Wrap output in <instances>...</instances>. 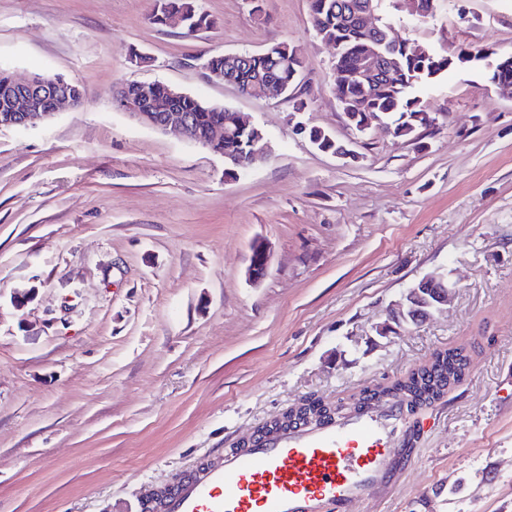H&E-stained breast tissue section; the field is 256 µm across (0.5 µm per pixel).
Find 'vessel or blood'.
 Wrapping results in <instances>:
<instances>
[{"instance_id": "vessel-or-blood-1", "label": "vessel or blood", "mask_w": 512, "mask_h": 512, "mask_svg": "<svg viewBox=\"0 0 512 512\" xmlns=\"http://www.w3.org/2000/svg\"><path fill=\"white\" fill-rule=\"evenodd\" d=\"M414 426L396 402L258 435L149 500V512H351L389 484L394 447Z\"/></svg>"}]
</instances>
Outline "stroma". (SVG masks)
<instances>
[{"label":"stroma","instance_id":"obj_1","mask_svg":"<svg viewBox=\"0 0 512 512\" xmlns=\"http://www.w3.org/2000/svg\"><path fill=\"white\" fill-rule=\"evenodd\" d=\"M198 6L212 26L188 36L150 22L155 0H0V65L83 93L0 128V512H142L303 399L348 401L459 346L467 377L418 411L415 455L358 512H512V99L483 64L454 65L420 94L431 126L360 131L309 0ZM378 13L444 54L512 53V0ZM282 42L304 63L289 97L238 95L202 66ZM132 82L240 112L267 162L232 171L138 123L113 104ZM312 127L355 159L317 150ZM430 274L454 288L447 311L377 335Z\"/></svg>","mask_w":512,"mask_h":512}]
</instances>
